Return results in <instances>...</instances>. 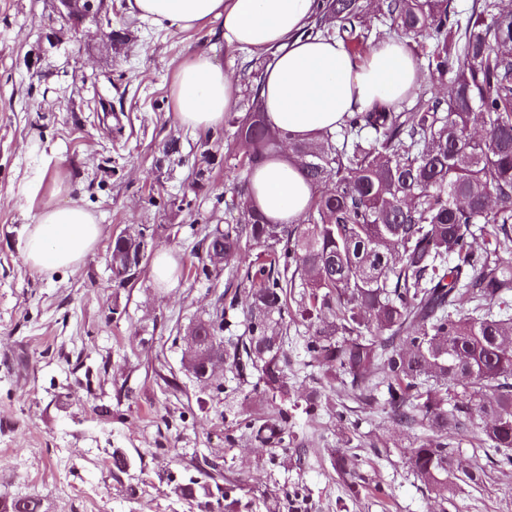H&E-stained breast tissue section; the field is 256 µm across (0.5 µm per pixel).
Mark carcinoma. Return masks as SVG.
Wrapping results in <instances>:
<instances>
[{
    "instance_id": "carcinoma-1",
    "label": "carcinoma",
    "mask_w": 512,
    "mask_h": 512,
    "mask_svg": "<svg viewBox=\"0 0 512 512\" xmlns=\"http://www.w3.org/2000/svg\"><path fill=\"white\" fill-rule=\"evenodd\" d=\"M304 35L336 38L363 58L392 37L414 40L448 97L417 92L415 104L377 105L334 133L297 140L268 123L260 104L270 57L255 67L242 116L224 120L245 143L247 172L288 143L314 187L296 224L267 219L246 188L237 222L197 241V278L224 268L250 286L241 336L224 338L229 303L190 329L193 360L215 353L271 397L288 395L289 304L306 322L307 365L347 382L364 410L423 433L407 447L411 471L448 502L453 481L478 485L486 471L449 437H470L489 462L512 469V12L474 0L463 21L451 0H323ZM479 117L485 135L470 133ZM481 235L478 253L470 238ZM137 245L112 239V265ZM292 414L244 421L254 441L288 448ZM334 468L357 495L359 459L336 450ZM174 494L205 498L206 512H234L238 485L170 479ZM0 512H46L36 495L0 496Z\"/></svg>"
}]
</instances>
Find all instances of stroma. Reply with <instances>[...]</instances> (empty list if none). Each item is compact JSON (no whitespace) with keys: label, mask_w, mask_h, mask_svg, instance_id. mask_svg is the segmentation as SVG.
Here are the masks:
<instances>
[{"label":"stroma","mask_w":512,"mask_h":512,"mask_svg":"<svg viewBox=\"0 0 512 512\" xmlns=\"http://www.w3.org/2000/svg\"><path fill=\"white\" fill-rule=\"evenodd\" d=\"M59 26L48 0H0V494L40 495L48 512H199L170 479L204 477L216 462L252 512H288L283 493L295 487L310 512H512V470L457 484L440 506L407 463L413 431L379 447L392 429L386 414L358 417L347 387L307 366L302 332L289 334L288 383L295 399L317 395L318 407L297 414L288 450L255 443L241 426L269 411L270 396L227 369L208 381L187 371L180 338L228 286L222 271L195 277L193 247L238 218L244 173L226 151L234 127L209 141L173 120L170 80L204 52L240 91L254 55L228 44L221 22L154 26L127 0H112V27L127 34L119 46L104 29L66 31L51 46L44 34ZM37 178L32 198L25 187ZM58 180L103 237L78 269L46 274L21 245ZM138 226L178 256L166 286L149 269L131 287L110 278L113 234ZM349 434L371 483L354 497L333 466ZM116 450L127 471L112 465Z\"/></svg>","instance_id":"1"}]
</instances>
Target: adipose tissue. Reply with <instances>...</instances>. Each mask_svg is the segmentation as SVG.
<instances>
[{
	"mask_svg": "<svg viewBox=\"0 0 512 512\" xmlns=\"http://www.w3.org/2000/svg\"><path fill=\"white\" fill-rule=\"evenodd\" d=\"M128 4L143 20L183 30L219 19L227 43L258 53L275 51L260 97L272 127L298 139L335 132L347 114L396 103L422 79L406 41H383L361 61L340 41L303 37L318 0H128ZM234 92L233 81L209 55L195 53L173 73L172 116L193 130L220 127L234 107ZM249 187L257 208L283 224L296 223L313 194L296 166L282 157L256 167ZM63 192L62 186H55L52 198L29 224L22 245L25 262L41 272L78 268L102 237L95 215L63 200Z\"/></svg>",
	"mask_w": 512,
	"mask_h": 512,
	"instance_id": "1",
	"label": "adipose tissue"
}]
</instances>
